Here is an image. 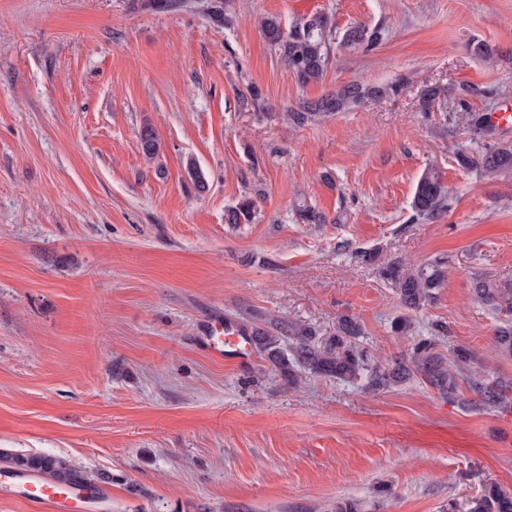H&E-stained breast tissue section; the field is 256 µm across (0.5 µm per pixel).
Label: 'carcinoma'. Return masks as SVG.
Returning <instances> with one entry per match:
<instances>
[{"label":"carcinoma","instance_id":"obj_1","mask_svg":"<svg viewBox=\"0 0 512 512\" xmlns=\"http://www.w3.org/2000/svg\"><path fill=\"white\" fill-rule=\"evenodd\" d=\"M265 39L278 52L288 70L302 85L318 82L323 78L330 60V40L336 31L332 17L316 14L294 24L284 31L275 19L261 21ZM381 39L379 30L357 25L344 32L339 40L346 48L374 49ZM405 83L395 81L379 85L349 83L334 93L301 105L291 113L294 125L302 126L319 113L343 112L368 101L381 100L399 94ZM140 145L146 158H154L160 150L155 129L146 124L139 134ZM463 167H480L494 175L512 171V149L493 147L478 160L464 154L458 156ZM448 187L441 176L425 171L419 178L411 208L415 216L429 219L440 213L448 202ZM256 204L246 198L227 216L230 224L250 223L256 217ZM386 278L407 311L418 312L432 305L439 288L448 279V260L439 258L424 267L394 266L386 271ZM475 302L505 317L495 335V345L504 354L512 355V288H501L477 278L472 284ZM258 351L270 362L288 386L296 387L311 377H329L338 380L364 382L368 390H380L401 382L421 377L431 387L450 399H457L459 381H466L479 397V405L496 409L512 392V380L490 377L478 370L479 354L461 344L448 345V353L439 352L442 336H430L415 343L408 360L382 365L374 362L369 351L357 343L362 329L358 321L342 316L336 324V335L328 340L317 338L313 330L300 323L288 324V346L280 347V340L269 332L256 329L252 332ZM0 465L41 474L57 485L94 487L88 475L62 457L48 454L17 455L0 452ZM466 512H512V492L489 482L479 495L466 504Z\"/></svg>","mask_w":512,"mask_h":512}]
</instances>
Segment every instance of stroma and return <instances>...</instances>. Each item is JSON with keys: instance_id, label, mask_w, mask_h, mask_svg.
<instances>
[{"instance_id": "obj_1", "label": "stroma", "mask_w": 512, "mask_h": 512, "mask_svg": "<svg viewBox=\"0 0 512 512\" xmlns=\"http://www.w3.org/2000/svg\"><path fill=\"white\" fill-rule=\"evenodd\" d=\"M144 2L0 0V452L70 460L111 491L98 512H448L485 482L512 490L503 412L467 383L457 401L417 379L293 389L263 356L239 369L195 341L211 317L328 338L347 315L390 364L440 324L484 374L512 378L499 317L471 298L477 277L512 286V171L457 161L512 147L511 130L470 124L512 104V0H226L222 24L204 0ZM313 13L383 39L333 46L323 78L300 85L260 22ZM400 79L383 101L289 119L345 84ZM465 83L481 93L462 105ZM252 88L260 107L241 102ZM431 167L448 206L417 220ZM246 198L253 223H227ZM440 256L447 284L395 335L404 309L384 270Z\"/></svg>"}]
</instances>
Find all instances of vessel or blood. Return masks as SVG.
Listing matches in <instances>:
<instances>
[{
  "label": "vessel or blood",
  "instance_id": "b4317fda",
  "mask_svg": "<svg viewBox=\"0 0 512 512\" xmlns=\"http://www.w3.org/2000/svg\"><path fill=\"white\" fill-rule=\"evenodd\" d=\"M198 344L208 355L238 368L247 367L254 354L250 333L234 323L217 319L203 325ZM0 495L25 502L32 512H93L98 505L112 501L111 496L102 490L83 487L61 489L35 476L6 470L0 472Z\"/></svg>",
  "mask_w": 512,
  "mask_h": 512
}]
</instances>
